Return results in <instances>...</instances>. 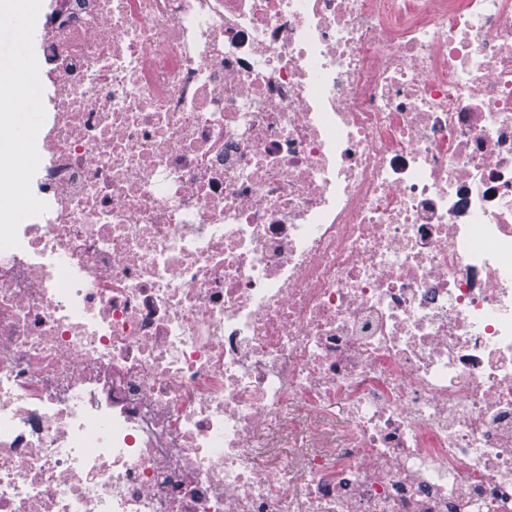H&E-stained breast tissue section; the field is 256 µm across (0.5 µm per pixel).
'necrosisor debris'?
I'll return each mask as SVG.
<instances>
[{"label": "necrosis or debris", "instance_id": "necrosis-or-debris-1", "mask_svg": "<svg viewBox=\"0 0 512 512\" xmlns=\"http://www.w3.org/2000/svg\"><path fill=\"white\" fill-rule=\"evenodd\" d=\"M29 35L0 512H512V0H49Z\"/></svg>", "mask_w": 512, "mask_h": 512}]
</instances>
